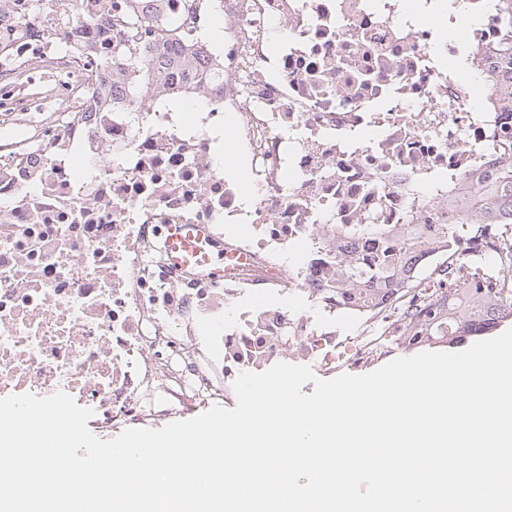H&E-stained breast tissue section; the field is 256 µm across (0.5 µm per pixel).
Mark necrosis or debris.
<instances>
[{
    "instance_id": "obj_1",
    "label": "necrosis or debris",
    "mask_w": 512,
    "mask_h": 512,
    "mask_svg": "<svg viewBox=\"0 0 512 512\" xmlns=\"http://www.w3.org/2000/svg\"><path fill=\"white\" fill-rule=\"evenodd\" d=\"M163 0L178 29L223 22L178 84L192 112L113 94L96 110L8 140L0 155V398L56 392L108 432L233 403L242 372L279 362L327 378L401 346L412 306L336 296V269L410 256L416 283L447 267L449 215L512 158L498 48L512 0ZM79 12L83 26L61 25ZM112 0H18L13 53L97 52ZM230 148L232 163L219 162ZM167 224H205L230 256L223 281L176 273ZM372 225L369 233L361 225ZM459 258L500 270L502 238L455 225Z\"/></svg>"
}]
</instances>
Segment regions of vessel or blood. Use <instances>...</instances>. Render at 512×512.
Here are the masks:
<instances>
[{
	"instance_id": "vessel-or-blood-1",
	"label": "vessel or blood",
	"mask_w": 512,
	"mask_h": 512,
	"mask_svg": "<svg viewBox=\"0 0 512 512\" xmlns=\"http://www.w3.org/2000/svg\"><path fill=\"white\" fill-rule=\"evenodd\" d=\"M210 234L203 224H171L167 227L169 264L191 269L214 282L224 279V255L210 248Z\"/></svg>"
}]
</instances>
